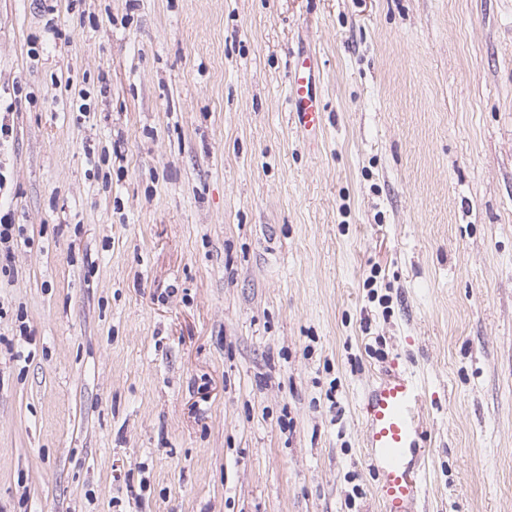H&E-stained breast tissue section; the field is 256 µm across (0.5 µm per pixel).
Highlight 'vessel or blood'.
Listing matches in <instances>:
<instances>
[{
  "instance_id": "obj_1",
  "label": "vessel or blood",
  "mask_w": 512,
  "mask_h": 512,
  "mask_svg": "<svg viewBox=\"0 0 512 512\" xmlns=\"http://www.w3.org/2000/svg\"><path fill=\"white\" fill-rule=\"evenodd\" d=\"M288 102L300 132L309 134L320 128L314 53L303 52L291 63ZM425 403V388L417 375L397 366L382 372L360 401L364 459L376 477L373 494L381 512H418L417 505L426 494Z\"/></svg>"
}]
</instances>
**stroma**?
<instances>
[{
	"mask_svg": "<svg viewBox=\"0 0 512 512\" xmlns=\"http://www.w3.org/2000/svg\"><path fill=\"white\" fill-rule=\"evenodd\" d=\"M3 112L0 512H380L394 361L512 512V0H0ZM288 102L296 127L305 135L322 124L315 55L302 52L290 65L288 73ZM12 224L9 211L0 215V275L9 276L13 270L12 259H14L15 242L20 235L19 227ZM18 233V234H16Z\"/></svg>",
	"mask_w": 512,
	"mask_h": 512,
	"instance_id": "stroma-1",
	"label": "stroma"
}]
</instances>
